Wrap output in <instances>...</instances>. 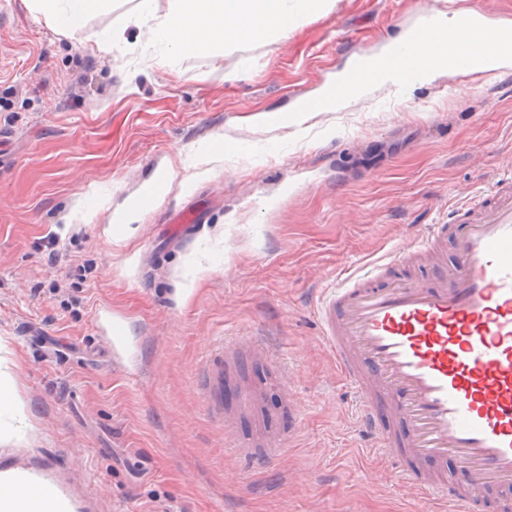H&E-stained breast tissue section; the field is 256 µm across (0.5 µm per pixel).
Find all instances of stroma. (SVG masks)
<instances>
[{
    "mask_svg": "<svg viewBox=\"0 0 512 512\" xmlns=\"http://www.w3.org/2000/svg\"><path fill=\"white\" fill-rule=\"evenodd\" d=\"M129 10L91 18L125 28L94 54L0 0V370L33 425L0 452L56 461L86 512H448L362 435L314 308L512 170V69L380 85L299 124L261 116L433 16L512 25V0H336L287 38L169 69ZM164 172V195L114 223ZM250 335L268 355L226 363L225 342ZM225 376L252 407L223 398ZM275 439L273 463L237 454Z\"/></svg>",
    "mask_w": 512,
    "mask_h": 512,
    "instance_id": "obj_1",
    "label": "stroma"
}]
</instances>
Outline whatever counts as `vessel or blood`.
<instances>
[{"label":"vessel or blood","mask_w":512,"mask_h":512,"mask_svg":"<svg viewBox=\"0 0 512 512\" xmlns=\"http://www.w3.org/2000/svg\"><path fill=\"white\" fill-rule=\"evenodd\" d=\"M452 240L436 285L386 280L389 263L345 278L316 306L321 339L359 399V421L406 484L481 512L484 495L512 488V176L430 224L395 256L434 254ZM455 461L463 480L422 466ZM0 471L36 486L65 512L69 494L50 460L0 457Z\"/></svg>","instance_id":"1"}]
</instances>
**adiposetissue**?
I'll return each mask as SVG.
<instances>
[{"instance_id":"1","label":"adipose tissue","mask_w":512,"mask_h":512,"mask_svg":"<svg viewBox=\"0 0 512 512\" xmlns=\"http://www.w3.org/2000/svg\"><path fill=\"white\" fill-rule=\"evenodd\" d=\"M35 21L79 42L93 52H105L121 31L103 37L88 28L93 14L105 11L112 0H29ZM334 0H138L136 18L149 25L155 65H169L172 58L268 38L283 39L313 17L330 12ZM512 42V27L491 29L477 14L435 16L390 43L380 55L358 59L317 99L300 97L292 113L270 114L269 122H302L314 112H336L370 88L384 84L398 72L404 85L434 81L451 71L457 49L469 50L468 68L484 71L485 54L497 50L494 65L512 68V53L501 51ZM31 427L24 404L16 397L12 379L0 373V438L24 439Z\"/></svg>"}]
</instances>
